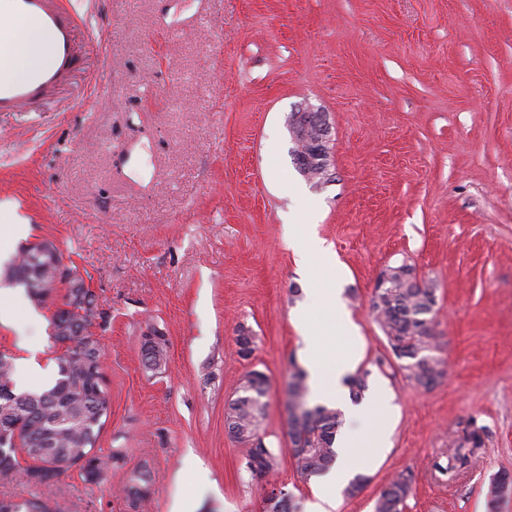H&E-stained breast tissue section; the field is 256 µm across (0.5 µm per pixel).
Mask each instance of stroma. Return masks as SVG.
Wrapping results in <instances>:
<instances>
[{
	"label": "stroma",
	"instance_id": "1",
	"mask_svg": "<svg viewBox=\"0 0 512 512\" xmlns=\"http://www.w3.org/2000/svg\"><path fill=\"white\" fill-rule=\"evenodd\" d=\"M74 63L33 112H0V287L18 327L56 374L53 305L9 284L7 261L50 240L89 273L110 315L102 334L112 414L103 450L124 466L95 483L62 473L56 512H263L272 490L299 505L316 491L288 452L285 387L303 366L292 320L309 281L284 241L312 224L345 274L339 284L368 386L397 407L390 444L363 456L368 482L335 512H374L398 475L405 512H488L512 473V0H59ZM322 109L329 181L299 172L288 117ZM407 264L435 289L447 375L433 389L398 370L370 301L380 273ZM255 338L242 357L238 326ZM167 340L162 372L142 334ZM268 379L261 433L278 454L251 478L224 411L245 373ZM486 430L472 467L447 482L431 467L470 421ZM194 463L203 482L186 485ZM151 471L129 498L124 475Z\"/></svg>",
	"mask_w": 512,
	"mask_h": 512
}]
</instances>
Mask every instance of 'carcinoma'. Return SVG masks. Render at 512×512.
I'll return each mask as SVG.
<instances>
[{
  "label": "carcinoma",
  "mask_w": 512,
  "mask_h": 512,
  "mask_svg": "<svg viewBox=\"0 0 512 512\" xmlns=\"http://www.w3.org/2000/svg\"><path fill=\"white\" fill-rule=\"evenodd\" d=\"M389 280L375 289L377 297L370 310L384 333L391 353L406 378L425 388L437 385L447 375L445 362L438 356V336L433 330L435 289L413 274L408 265L384 270ZM7 278L26 290L35 305L43 307L48 298L67 289L58 278L57 267L47 256H36L35 247L23 246L7 269ZM84 320L75 311H55L50 324L55 342L71 341L54 358L57 377L54 384L37 390H21L15 379V357L8 349L0 350V432L22 423L20 448L0 444V474H17L41 489V495L29 499L0 498V512H53L50 506L53 486L63 472L74 469L88 483H94L112 464L124 458L123 450L114 448L104 455L98 449L101 432L111 415V405L98 395L99 380L104 376L103 348L97 334H73L72 326ZM167 340L161 335H143L142 355L152 372L165 365ZM309 393L305 373L291 376L286 388L290 454L296 470L304 475L322 474L336 457V435L344 424L338 409L317 404L307 405ZM267 380L259 371H250L241 379L239 394L225 413L229 435L247 447L245 466L254 479H266L279 466V457L269 448L253 447L266 416ZM485 428L471 421L462 442L432 468L452 482L471 463L484 446ZM150 473L141 466L127 475L124 490L132 497L148 494ZM512 487V474L504 472L493 480L488 490L494 506L501 489ZM411 492V479L397 476L379 494L374 512H403ZM292 496L284 491L266 499L264 512H292Z\"/></svg>",
  "instance_id": "obj_1"
}]
</instances>
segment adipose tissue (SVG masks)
<instances>
[{"mask_svg": "<svg viewBox=\"0 0 512 512\" xmlns=\"http://www.w3.org/2000/svg\"><path fill=\"white\" fill-rule=\"evenodd\" d=\"M0 26L10 32V40L5 46L7 60L0 64V82L30 79L53 65L54 41L37 24L19 22L0 14ZM287 241L314 284L309 291L308 304L302 305L295 315V323L305 343L312 395L334 403L347 418L337 440L336 460L330 471L318 480L315 501L306 505V512H329L330 508L336 507L339 492L357 467L355 448L367 442L379 451L386 448L395 407L388 393L381 388L374 390L364 404H353L344 379L354 370L359 358L356 330L345 316L338 289L320 285L326 278L340 280L343 269L331 248L316 235L313 225H289ZM313 254L321 261L320 267L315 269L307 265ZM314 306L325 310V319L310 317L309 310ZM339 333L347 336L349 347L340 357H328L322 349L321 339Z\"/></svg>", "mask_w": 512, "mask_h": 512, "instance_id": "ef3b65f1", "label": "adipose tissue"}]
</instances>
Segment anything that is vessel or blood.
<instances>
[{
  "mask_svg": "<svg viewBox=\"0 0 512 512\" xmlns=\"http://www.w3.org/2000/svg\"><path fill=\"white\" fill-rule=\"evenodd\" d=\"M0 10L13 18L37 17L57 40L56 64L38 80L21 85L0 86V112H32L49 92L57 88L71 70L72 19L58 8L56 0H0Z\"/></svg>",
  "mask_w": 512,
  "mask_h": 512,
  "instance_id": "1",
  "label": "vessel or blood"
}]
</instances>
